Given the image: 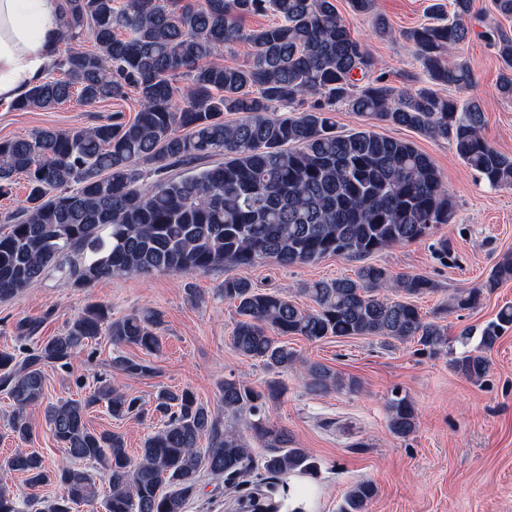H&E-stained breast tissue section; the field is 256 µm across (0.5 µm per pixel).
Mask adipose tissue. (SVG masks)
I'll return each instance as SVG.
<instances>
[{
  "label": "adipose tissue",
  "instance_id": "adipose-tissue-1",
  "mask_svg": "<svg viewBox=\"0 0 512 512\" xmlns=\"http://www.w3.org/2000/svg\"><path fill=\"white\" fill-rule=\"evenodd\" d=\"M60 0H0V101L40 81L61 48Z\"/></svg>",
  "mask_w": 512,
  "mask_h": 512
}]
</instances>
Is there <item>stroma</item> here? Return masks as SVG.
<instances>
[{"instance_id": "35a3bbf8", "label": "stroma", "mask_w": 512, "mask_h": 512, "mask_svg": "<svg viewBox=\"0 0 512 512\" xmlns=\"http://www.w3.org/2000/svg\"><path fill=\"white\" fill-rule=\"evenodd\" d=\"M434 0H377L378 11L400 31L427 22ZM480 16L470 19L461 53L476 78L470 96L484 104L483 135L499 152L512 156V98L499 95L503 65L483 37L498 27L512 34V19L499 16L492 0H478ZM339 14L365 44L385 73L388 84L417 86L422 74L412 45L398 37L375 34L372 19L355 14L349 0H336ZM111 107L87 108L69 101L51 111L15 112L0 103V137H25L45 128L91 126L104 120ZM378 133L408 140L427 154L457 206L455 223L437 225L429 236L397 245L372 257L391 274H416L432 280L435 292L416 304L427 317L439 318L449 336L464 328L481 330L502 306L512 305V281L484 296L472 310L446 312L451 295L480 284L502 254L512 251V187L490 188L444 140L392 125ZM447 255H440V243ZM357 260L328 256L316 263L283 267L263 258L245 270L224 267L193 275L157 271L140 277H112L74 286L48 269L36 287L0 301V351L18 347L15 325L42 323L40 335L62 332L68 319L87 305L103 304L113 317L154 310L162 315L161 350L152 357V375L129 376L111 366L117 353L139 356L134 347L117 350L107 336L94 340L70 369L46 368L49 400L79 398L93 391L98 376L139 397L146 407L138 418H112L105 406L91 408L86 420L96 430L122 433L130 454L161 422L151 412L162 389H191L212 411H221L224 378L244 377L259 390L277 384L279 395L266 403L270 422L284 429L296 447L307 449L321 463L310 479L307 512H338L348 488L372 482L377 494L368 512H512V329L503 333L489 354L490 372L475 383L458 375L447 357L415 354L412 345L381 337H331L310 342L292 336L288 344L299 359L276 373L239 355L231 343L233 307L219 292L224 278L238 274L261 289H287L304 308L312 302L302 292L308 283L353 275ZM322 363L346 377L357 378L358 392L314 394L303 383L305 367ZM407 395L417 409L414 434L400 438L387 426L385 402L392 391ZM241 489L223 479L203 476L201 490L187 512H235Z\"/></svg>"}]
</instances>
